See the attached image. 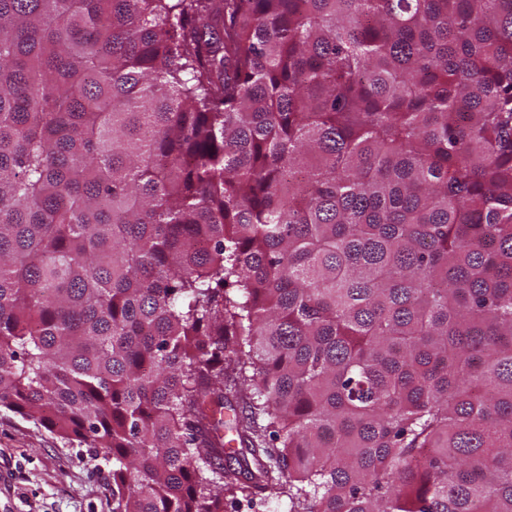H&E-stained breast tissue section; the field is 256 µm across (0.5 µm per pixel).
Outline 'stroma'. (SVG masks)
I'll use <instances>...</instances> for the list:
<instances>
[{"mask_svg": "<svg viewBox=\"0 0 512 512\" xmlns=\"http://www.w3.org/2000/svg\"><path fill=\"white\" fill-rule=\"evenodd\" d=\"M110 463L0 408V502L10 512H112Z\"/></svg>", "mask_w": 512, "mask_h": 512, "instance_id": "stroma-1", "label": "stroma"}]
</instances>
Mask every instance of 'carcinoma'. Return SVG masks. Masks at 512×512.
I'll list each match as a JSON object with an SVG mask.
<instances>
[{
  "mask_svg": "<svg viewBox=\"0 0 512 512\" xmlns=\"http://www.w3.org/2000/svg\"><path fill=\"white\" fill-rule=\"evenodd\" d=\"M0 407L112 512H512V0H0ZM267 494H258L252 500L240 498L234 504L226 501L225 512H280L277 501L273 498L266 497Z\"/></svg>",
  "mask_w": 512,
  "mask_h": 512,
  "instance_id": "obj_1",
  "label": "carcinoma"
}]
</instances>
